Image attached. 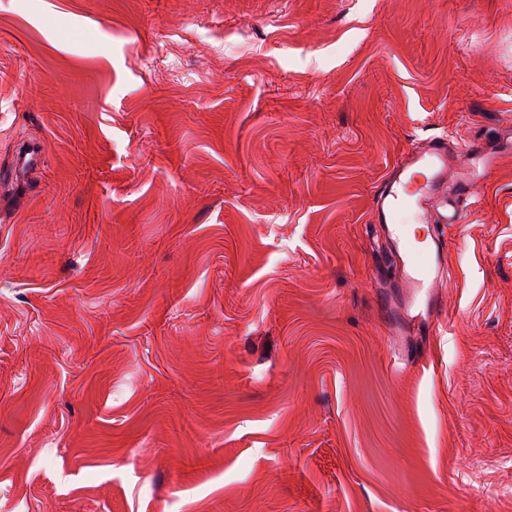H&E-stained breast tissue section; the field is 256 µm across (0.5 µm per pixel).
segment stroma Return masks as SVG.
Returning <instances> with one entry per match:
<instances>
[{"instance_id": "1", "label": "stroma", "mask_w": 512, "mask_h": 512, "mask_svg": "<svg viewBox=\"0 0 512 512\" xmlns=\"http://www.w3.org/2000/svg\"><path fill=\"white\" fill-rule=\"evenodd\" d=\"M512 122V0H0V512H512V156L415 318L372 204Z\"/></svg>"}]
</instances>
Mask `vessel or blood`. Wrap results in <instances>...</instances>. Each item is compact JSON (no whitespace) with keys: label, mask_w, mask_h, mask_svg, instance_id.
Returning <instances> with one entry per match:
<instances>
[{"label":"vessel or blood","mask_w":512,"mask_h":512,"mask_svg":"<svg viewBox=\"0 0 512 512\" xmlns=\"http://www.w3.org/2000/svg\"><path fill=\"white\" fill-rule=\"evenodd\" d=\"M512 154V128L466 147L449 144L435 135L415 142L387 175L376 204L378 223L386 227L391 257L406 287L434 299L435 273L442 264L443 237L435 235L427 248L415 246L411 224L437 221L443 228L460 224L462 203L474 182L488 179L500 157Z\"/></svg>","instance_id":"b4317fda"}]
</instances>
